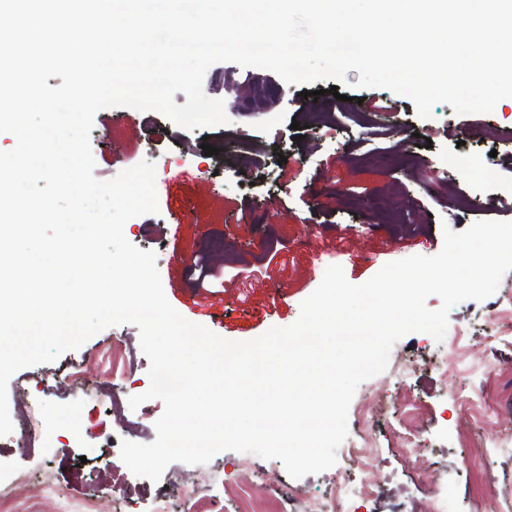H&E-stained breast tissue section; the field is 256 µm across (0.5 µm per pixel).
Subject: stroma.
<instances>
[{"label":"stroma","instance_id":"stroma-1","mask_svg":"<svg viewBox=\"0 0 512 512\" xmlns=\"http://www.w3.org/2000/svg\"><path fill=\"white\" fill-rule=\"evenodd\" d=\"M248 68L212 65L203 91L224 102L228 124L186 130L156 111L118 106L98 111L90 133L94 175L106 181L141 161L156 167L157 212L130 218L124 235L156 254L165 295L187 320L235 341L296 321L300 304L319 285L317 259L333 256L346 279L361 284L385 264L433 256L443 228L460 232L480 220L512 221V97L487 114H456L435 104L419 116L406 96L385 88L312 83L284 85L263 111L234 105L225 84L244 82ZM422 138L431 147L419 146ZM215 147L206 155L204 145ZM478 164L483 175L467 176ZM494 199L477 210L472 199ZM512 305V271L484 301H463L448 314L447 337L466 329L478 372H452L440 382L427 372L400 378L411 357L442 348L411 332L393 346L385 370L362 382L347 426L357 432L366 397L380 401L371 419L380 448L382 492L375 512H430V490L450 491L454 512H512V348L490 352L496 328L487 313ZM149 360L131 324L108 327L50 363L16 371L9 407L28 403L24 422L0 436V512H290L285 490L299 498L329 496L353 473L346 455L299 479L281 461L224 451L208 464H169L159 482L134 475L120 458L124 440H155L163 404L130 408L150 384ZM468 386L495 414L465 413L450 390ZM417 408L423 456L398 453L402 422ZM38 436L28 443L27 432ZM245 498L225 495V481Z\"/></svg>","mask_w":512,"mask_h":512}]
</instances>
